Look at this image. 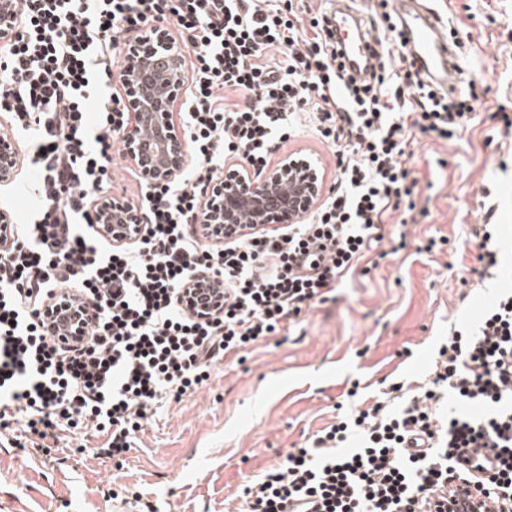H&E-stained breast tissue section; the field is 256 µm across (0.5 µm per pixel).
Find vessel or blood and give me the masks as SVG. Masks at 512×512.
Here are the masks:
<instances>
[{
    "label": "vessel or blood",
    "instance_id": "obj_1",
    "mask_svg": "<svg viewBox=\"0 0 512 512\" xmlns=\"http://www.w3.org/2000/svg\"><path fill=\"white\" fill-rule=\"evenodd\" d=\"M400 22L406 56L415 62L419 73L445 90L455 89L459 67L442 17L428 6L427 0H414L413 9L402 15ZM366 44L367 39L362 36L356 44L343 49L354 72L362 75L367 73L370 60Z\"/></svg>",
    "mask_w": 512,
    "mask_h": 512
}]
</instances>
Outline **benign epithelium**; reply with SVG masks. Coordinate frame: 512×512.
Returning a JSON list of instances; mask_svg holds the SVG:
<instances>
[{"label":"benign epithelium","mask_w":512,"mask_h":512,"mask_svg":"<svg viewBox=\"0 0 512 512\" xmlns=\"http://www.w3.org/2000/svg\"><path fill=\"white\" fill-rule=\"evenodd\" d=\"M14 0H0V43L17 32ZM127 67L120 73L125 105L131 114L126 129V154L149 185L180 176L192 163L181 130L173 119V106L188 90L185 58L179 43L161 29L148 27L126 44ZM23 154L12 139L0 138V185L11 184L19 175ZM325 182L317 162L301 153L282 156L256 179L229 164L207 195L201 227L217 244L237 235L241 216L264 227L294 224L307 218L323 202ZM97 226L115 245L131 242L139 230V218L118 201L99 202ZM193 310L211 311L224 299L223 285L206 278L192 284L187 295ZM57 327L67 340L80 339L84 327L78 305H63Z\"/></svg>","instance_id":"1"}]
</instances>
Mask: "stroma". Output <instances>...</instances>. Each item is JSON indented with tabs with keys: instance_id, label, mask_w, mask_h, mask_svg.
I'll list each match as a JSON object with an SVG mask.
<instances>
[{
	"instance_id": "obj_1",
	"label": "stroma",
	"mask_w": 512,
	"mask_h": 512,
	"mask_svg": "<svg viewBox=\"0 0 512 512\" xmlns=\"http://www.w3.org/2000/svg\"><path fill=\"white\" fill-rule=\"evenodd\" d=\"M460 43L471 119L452 141L416 136L417 214L392 215L382 254L298 326L229 356L181 401L163 400L122 457L69 429L41 449L0 447V512H240L248 480L333 423L350 389L374 403L389 384L429 373L451 326L474 322L512 283V0H434ZM496 224L499 278L478 285L472 231ZM435 251L425 252L429 239Z\"/></svg>"
}]
</instances>
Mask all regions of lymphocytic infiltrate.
Masks as SVG:
<instances>
[{"label":"lymphocytic infiltrate","mask_w":512,"mask_h":512,"mask_svg":"<svg viewBox=\"0 0 512 512\" xmlns=\"http://www.w3.org/2000/svg\"><path fill=\"white\" fill-rule=\"evenodd\" d=\"M175 21L191 86L179 112L194 163L141 184L126 205L137 239L112 245L96 199L112 190V152L130 114L112 86L122 47ZM354 77L327 10L294 0H19L18 31L0 47V110L29 133L39 208L0 242V434L56 438L78 426L122 455L154 403L181 400L212 366L328 301L384 239L391 213L416 208L409 146L451 140L474 95L450 97L419 72L373 51ZM97 100L89 120V100ZM312 132L336 157L327 197L303 222L250 228L205 243L202 203L226 162L261 176L281 143ZM308 255L311 274L295 270ZM224 284L205 316L179 294L198 279ZM76 296L83 337L55 341L47 312ZM490 448L488 476L457 473L454 456ZM243 512H512V289L479 319L450 328L415 394L352 412L308 438L244 490Z\"/></svg>","instance_id":"1"}]
</instances>
